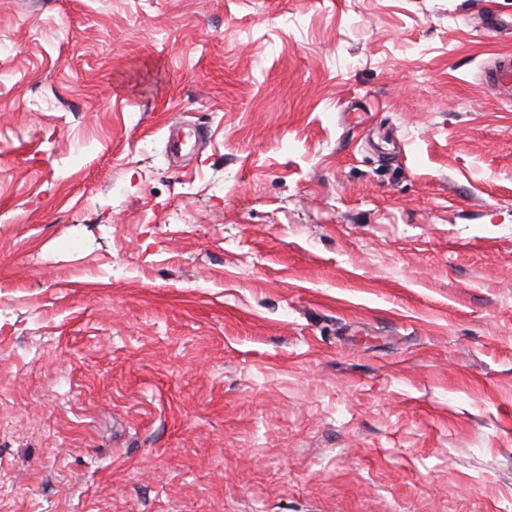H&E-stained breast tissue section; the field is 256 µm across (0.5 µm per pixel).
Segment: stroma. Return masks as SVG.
<instances>
[{
	"label": "stroma",
	"mask_w": 512,
	"mask_h": 512,
	"mask_svg": "<svg viewBox=\"0 0 512 512\" xmlns=\"http://www.w3.org/2000/svg\"><path fill=\"white\" fill-rule=\"evenodd\" d=\"M488 9L0 0V512H512Z\"/></svg>",
	"instance_id": "1"
}]
</instances>
